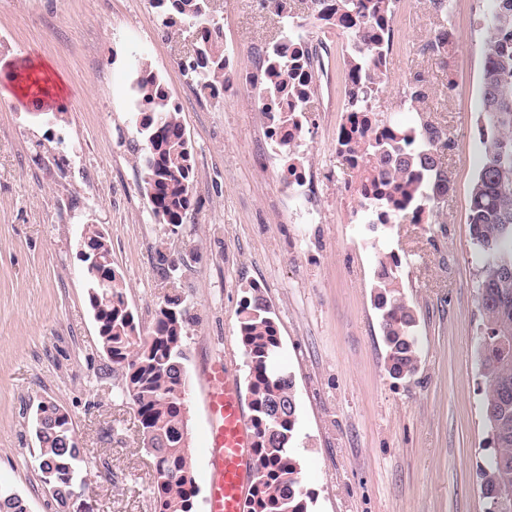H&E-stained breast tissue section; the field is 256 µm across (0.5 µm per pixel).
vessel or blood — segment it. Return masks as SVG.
<instances>
[{"label":"vessel or blood","mask_w":512,"mask_h":512,"mask_svg":"<svg viewBox=\"0 0 512 512\" xmlns=\"http://www.w3.org/2000/svg\"><path fill=\"white\" fill-rule=\"evenodd\" d=\"M204 383L211 416L206 447L208 512H244L256 470L252 421L228 359L211 360Z\"/></svg>","instance_id":"1"}]
</instances>
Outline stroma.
Instances as JSON below:
<instances>
[{
  "mask_svg": "<svg viewBox=\"0 0 512 512\" xmlns=\"http://www.w3.org/2000/svg\"><path fill=\"white\" fill-rule=\"evenodd\" d=\"M224 43L249 69V48L279 34L259 0H212ZM488 0H454L456 41L447 64L423 54L431 14L406 0L393 81L421 70L432 83V120L447 125L452 189L439 224L371 232L351 207L319 188L321 223L295 224L278 191V163L263 152L250 94L214 106L186 85L177 64L191 29L169 33L147 0H0V485L29 512H153V460L143 450L134 405L122 395L88 304L79 243L94 224L112 246L126 300L151 327L167 296L187 312L184 363L189 453L207 512L203 371L230 356L240 380L242 300L259 290L279 327L276 366L294 380L291 452L313 498L309 512H487L477 476L487 453L479 369L482 315L467 224L483 144L481 25ZM50 64L63 94L42 119L18 99L12 76ZM148 64L182 102L196 157L193 206L182 224H162L135 162L145 148L134 83ZM324 111L306 144L338 183L351 172L336 152L344 110V61H330ZM454 89H446L447 80ZM416 316L418 368L392 379L373 304L380 258ZM177 270H170V263ZM51 401L65 409L86 458L88 485L60 507L43 482L34 417Z\"/></svg>",
  "mask_w": 512,
  "mask_h": 512,
  "instance_id": "35a3bbf8",
  "label": "stroma"
}]
</instances>
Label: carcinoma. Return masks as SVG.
<instances>
[{
	"label": "carcinoma",
	"mask_w": 512,
	"mask_h": 512,
	"mask_svg": "<svg viewBox=\"0 0 512 512\" xmlns=\"http://www.w3.org/2000/svg\"><path fill=\"white\" fill-rule=\"evenodd\" d=\"M396 0H340L336 25L355 32L368 19L392 14ZM162 26L174 32L188 25L197 37L186 59L190 70L204 81L224 78V45L209 37L210 0H157ZM451 0L435 8L436 24L429 46L436 55L455 42L450 27ZM484 67L481 103L484 153L469 199L471 245L478 257V301L483 314L480 334L486 345L480 356L484 382L481 410L491 450L479 465L480 493L488 512H512V394L504 398L499 387H512V0H494L484 21ZM140 134L147 142L144 194L165 224L183 222L191 206L195 158L180 111L170 94L148 69L137 81ZM417 114L427 111L430 82L415 74L408 87ZM383 127L374 141L359 137L349 151L360 161L356 177L369 182L379 173L387 179L371 204L394 213V222L417 220L406 202L429 206L439 214L450 189L445 152L452 139L447 127L420 120L416 127L394 124L381 113L374 115ZM86 250H96L112 264V251L104 234L88 226ZM401 264L391 253L380 260L375 305L387 348V368L394 379L414 375L418 367L416 318L400 291L395 269ZM88 303L98 314L102 346L111 348L112 364L121 375V393L137 407V429L142 448L154 459L151 497L154 512H195L198 487L183 433L187 430L179 365L185 361L187 314L178 296L167 297L146 331L126 301L122 277L102 287L89 283ZM238 336L249 360L247 392L255 430L258 460L245 512H308L311 495L298 479V463L290 452L294 437L296 404L292 376L273 368L281 341L273 313L259 295L243 299ZM40 469L44 483L55 488L53 498L64 504L72 491L86 487L84 457L68 419L37 418ZM0 512H28L17 494L0 488Z\"/></svg>",
	"instance_id": "1"
}]
</instances>
